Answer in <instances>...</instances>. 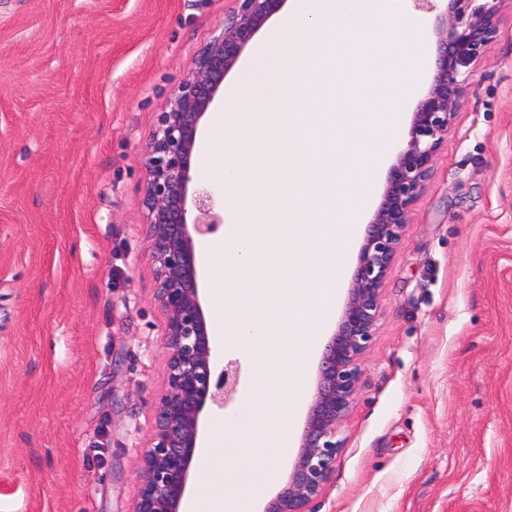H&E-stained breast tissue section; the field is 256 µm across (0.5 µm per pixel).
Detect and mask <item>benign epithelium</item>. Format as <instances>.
<instances>
[{
    "label": "benign epithelium",
    "instance_id": "1",
    "mask_svg": "<svg viewBox=\"0 0 512 512\" xmlns=\"http://www.w3.org/2000/svg\"><path fill=\"white\" fill-rule=\"evenodd\" d=\"M224 28L197 56L160 113L147 151L146 233L166 317V376L153 400V430L142 455L133 512H180L204 421L224 416L239 391L242 368L217 365L200 297L196 241L224 226V203L212 187L193 181L192 163L203 117L257 32L285 0H232ZM503 0H447L438 15L437 56L430 86L419 101L408 138L391 164L380 202L368 223L350 296L325 346L298 458L264 512H309L342 448L337 425L360 379L358 361L375 335L381 291L412 206L433 158L448 136L471 66L493 41Z\"/></svg>",
    "mask_w": 512,
    "mask_h": 512
}]
</instances>
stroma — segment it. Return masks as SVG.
I'll return each instance as SVG.
<instances>
[{
  "label": "stroma",
  "instance_id": "stroma-1",
  "mask_svg": "<svg viewBox=\"0 0 512 512\" xmlns=\"http://www.w3.org/2000/svg\"><path fill=\"white\" fill-rule=\"evenodd\" d=\"M232 0H0V512H131L165 318L146 150ZM262 412L257 353L214 338ZM311 512H512V4L415 202ZM318 361L284 434L299 451Z\"/></svg>",
  "mask_w": 512,
  "mask_h": 512
}]
</instances>
